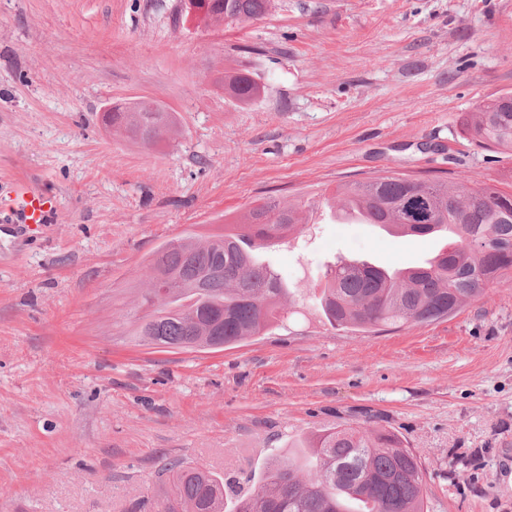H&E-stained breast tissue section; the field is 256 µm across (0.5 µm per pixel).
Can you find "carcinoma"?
<instances>
[{"instance_id": "carcinoma-1", "label": "carcinoma", "mask_w": 512, "mask_h": 512, "mask_svg": "<svg viewBox=\"0 0 512 512\" xmlns=\"http://www.w3.org/2000/svg\"><path fill=\"white\" fill-rule=\"evenodd\" d=\"M211 19L240 24L262 18L271 0H203ZM224 92L247 103L260 86L246 73L224 76ZM171 115L152 101L138 112L112 113V130L155 145L165 140ZM462 132L512 154V93L464 115ZM340 210L362 209L401 237L455 229L456 248L398 270L358 266L340 257L324 272L314 305L324 324L381 333L406 323L450 317L494 283L512 280V185L503 190L470 178L456 182L387 171L342 184L325 198ZM303 204L272 196L256 200L215 232L186 230L160 244L145 261L143 314L128 335L165 351L221 349L260 336L288 319V279L259 252L305 233ZM173 278L154 296V275ZM284 458L269 455L258 483L222 475L197 462L165 463L166 478L132 512H423V464L391 430L354 422L325 428L292 444Z\"/></svg>"}]
</instances>
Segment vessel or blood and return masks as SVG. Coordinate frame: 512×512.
Listing matches in <instances>:
<instances>
[{"label":"vessel or blood","mask_w":512,"mask_h":512,"mask_svg":"<svg viewBox=\"0 0 512 512\" xmlns=\"http://www.w3.org/2000/svg\"><path fill=\"white\" fill-rule=\"evenodd\" d=\"M56 208L39 188L31 184L0 182V222L4 224H49Z\"/></svg>","instance_id":"obj_1"}]
</instances>
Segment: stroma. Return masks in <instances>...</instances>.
<instances>
[{"label": "stroma", "instance_id": "obj_1", "mask_svg": "<svg viewBox=\"0 0 512 512\" xmlns=\"http://www.w3.org/2000/svg\"><path fill=\"white\" fill-rule=\"evenodd\" d=\"M183 0H0V180L57 217L0 223V512H129L160 462L251 475L271 451L374 415L416 449L425 512H512V282L453 317L359 334L309 300L224 350L132 344L157 245L261 196L306 204L271 259L299 288L336 257L400 269L440 248L320 213L383 171L512 177L457 118L512 91V0H274L216 31ZM243 71L247 104L217 85ZM146 96L174 126L149 148L101 123Z\"/></svg>", "mask_w": 512, "mask_h": 512}]
</instances>
